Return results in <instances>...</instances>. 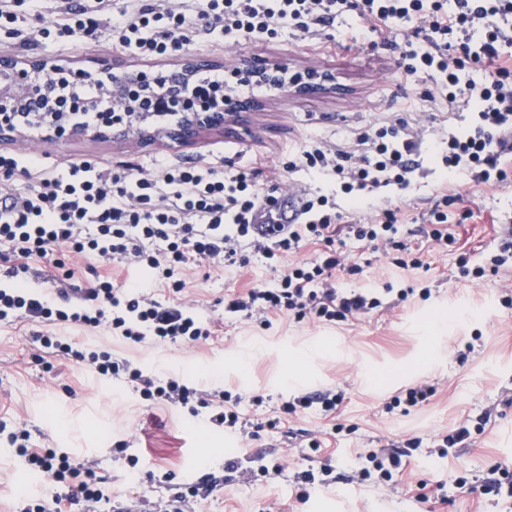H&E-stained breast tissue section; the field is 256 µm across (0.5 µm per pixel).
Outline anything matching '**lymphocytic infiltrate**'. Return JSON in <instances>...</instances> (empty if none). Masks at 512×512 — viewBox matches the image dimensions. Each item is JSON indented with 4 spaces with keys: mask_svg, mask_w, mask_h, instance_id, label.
<instances>
[{
    "mask_svg": "<svg viewBox=\"0 0 512 512\" xmlns=\"http://www.w3.org/2000/svg\"><path fill=\"white\" fill-rule=\"evenodd\" d=\"M109 5L110 0H79L39 34L55 41L95 36V16ZM350 13L373 33L370 49L399 46L398 67L427 81L426 100L447 102L460 123L449 132L446 147L432 154L450 188L426 218V238L433 249H446L455 241L448 230L449 209H458L464 220L472 216L463 186L512 182V0H167L157 7L126 0L110 27L122 48L157 60L183 51L200 26L271 40L286 25L318 34ZM473 70L481 71L480 80L470 79ZM77 95L94 105L68 113L70 125L102 128L116 119L111 98L100 96L95 83H78ZM422 144V136L409 131L406 122L385 123L360 133L353 151L323 141L305 147L300 163L336 179L340 193L358 202L387 189H407L420 167ZM37 168L36 155H0V199L5 202L0 261L8 263L9 277L26 272L27 258L64 247L106 263L119 259L137 265L149 279L128 287L103 277L77 304L63 288L52 300L32 290L1 288V322L23 315L102 325L112 336L135 344L209 340L215 336L214 325L182 303L157 300L153 286L164 284L173 294L182 293L187 283L179 273L191 262L217 263L225 272H237L246 265L249 248L262 254L277 278L273 286L247 288L228 299L225 313L256 315L267 327L281 314L344 322L381 305L370 290L337 285L336 269L346 268L351 275L359 271L357 264L345 262L347 243L383 250L403 270L423 264L420 248L402 233L399 209L381 207L371 223H347L332 193L309 197L305 223L289 225L273 242H258L252 213L271 192L253 171L227 173L201 164H162L149 172L105 170L89 161L50 175ZM17 173L35 177V184L17 192L10 183ZM306 243L323 250L315 259L297 260ZM41 342L108 380L130 385L143 400L179 405L193 414L203 409L209 423L230 429L247 425L240 412L242 395L221 388L207 392L177 376L147 373L128 359L58 336L42 337ZM8 440L44 474L52 490L35 512H80L85 504L100 502L103 477L54 449L30 450L26 432H10ZM419 446L418 439L410 438L400 447L362 449L355 455L356 472L363 481L390 482Z\"/></svg>",
    "mask_w": 512,
    "mask_h": 512,
    "instance_id": "1",
    "label": "lymphocytic infiltrate"
}]
</instances>
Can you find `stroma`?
Wrapping results in <instances>:
<instances>
[{"label":"stroma","mask_w":512,"mask_h":512,"mask_svg":"<svg viewBox=\"0 0 512 512\" xmlns=\"http://www.w3.org/2000/svg\"><path fill=\"white\" fill-rule=\"evenodd\" d=\"M64 7L63 0H34L14 34L0 33V51L86 71L105 62L117 70H163L186 58L208 59L220 69L277 62L292 74H329L335 83L310 95L251 85L245 97L255 107L243 121L203 132L185 145L162 136L0 137V154L32 152L46 174L86 160L109 170L199 163L234 172L250 168L261 154L266 158L264 177L324 193L329 179L283 169L303 146L322 140L348 147L359 132L397 119L407 120L431 145L443 142L449 128L447 104L425 101L423 84L398 69L391 49H370L367 29L353 15L337 18L316 36L287 28L270 41L202 28L184 54L149 62L113 42L104 16L95 39L39 38V24L58 19ZM444 185L441 169L424 160L402 204L404 230L413 241H421V217ZM470 199L475 217L457 226L455 247L430 251L424 267L404 272L403 286L415 290L406 301L388 290L393 283L389 260L368 246L351 244L362 271L354 276L339 272L340 281L348 288H378L382 305L346 322L317 324L283 315L268 328L256 317H225L228 295L274 282V273L252 251L247 265L233 275L206 265L183 270L188 283L183 301L219 329L218 337L207 341L134 344L78 325L28 318L0 321V423L26 427L33 448L57 449L106 475L109 482L98 512H116L123 505L134 512H162L172 494L196 483L205 471L229 475L230 481L188 512H512V499L480 493L492 467H512V306L501 298L502 289L512 284V266L472 282L462 277L459 265L464 256L470 266H486L497 254L499 225H512V188L483 186ZM28 265L27 286L48 296L61 287H89L108 268L122 283L146 277L138 267L117 260L106 264L64 249L50 259L31 257ZM425 288L430 291L426 298L421 295ZM52 333L108 349L149 371L179 374L204 390L212 381H223L226 390L245 396L242 411L247 418L273 419L277 425L245 442L235 431L178 407L145 402L122 383L98 378L37 342V335ZM424 381L436 388L425 403L407 413H384L392 397ZM327 389L343 395L331 416H278L283 400ZM482 416L487 419L482 433L472 434L447 455L438 453L444 436ZM313 436L321 439L322 448L308 460L304 451ZM413 437L421 439V450L393 483L352 479L357 449ZM284 448L292 454L283 473L260 476L255 456L276 455ZM132 456L139 459L134 469L128 464ZM230 458L238 468L228 474L224 462ZM310 462L333 466L336 481L309 489L301 502L293 476ZM30 471L25 459L0 440V512H24L38 502V494L18 492L22 475ZM133 471L140 482L131 487L125 478ZM461 474L470 481L462 490L454 484ZM422 482L430 491L425 500L419 497ZM445 495L450 498L446 504L441 501Z\"/></svg>","instance_id":"1"}]
</instances>
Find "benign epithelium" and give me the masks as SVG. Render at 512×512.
<instances>
[{
  "label": "benign epithelium",
  "mask_w": 512,
  "mask_h": 512,
  "mask_svg": "<svg viewBox=\"0 0 512 512\" xmlns=\"http://www.w3.org/2000/svg\"><path fill=\"white\" fill-rule=\"evenodd\" d=\"M212 67L209 61L189 60L171 68L153 73L151 71L126 68L118 73L113 67L104 64L93 72L71 71L68 67L50 64L44 60L23 62L7 51L0 53V136L14 133L16 129L9 116L17 112L60 113L65 108L59 106L46 90L43 79L65 77L72 81L86 79L103 85V90H112L116 111L128 119L123 124L122 133L138 138L145 131V124L152 109L144 93L164 90L161 105L166 110L178 112L182 119L167 132L174 142L183 143L195 138L204 129H221L232 119L250 111L252 102L246 99L230 98L224 90L211 91L200 97L187 99L184 92L197 76ZM246 81L261 83L281 92L290 90L301 93L317 92L327 88L332 82L329 75L314 77L301 84L283 79V66L279 63H266L246 67L240 71Z\"/></svg>",
  "instance_id": "7a95c632"
}]
</instances>
